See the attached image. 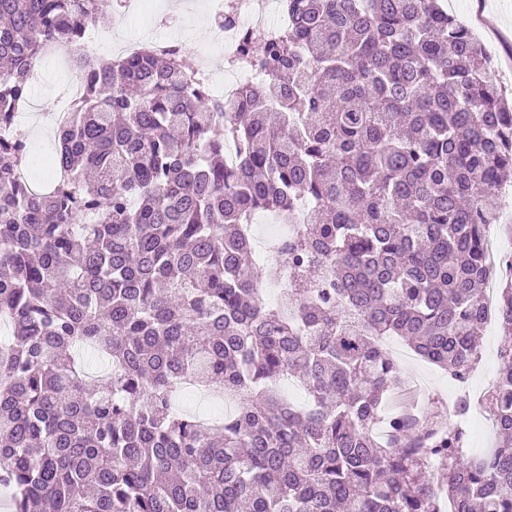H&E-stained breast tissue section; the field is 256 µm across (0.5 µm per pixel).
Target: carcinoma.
I'll return each instance as SVG.
<instances>
[{"instance_id": "cac0c4a2", "label": "carcinoma", "mask_w": 512, "mask_h": 512, "mask_svg": "<svg viewBox=\"0 0 512 512\" xmlns=\"http://www.w3.org/2000/svg\"><path fill=\"white\" fill-rule=\"evenodd\" d=\"M119 0H0V128L41 50L81 52ZM243 31L235 102L182 54L71 57L56 150L0 136V484L12 512H512V258L468 453L464 415H383L397 336L457 382L481 358L486 200L512 104L439 0H281ZM259 212L288 290L268 304ZM107 368L91 376L83 351ZM306 394L290 401L279 381ZM236 409L174 410L186 387ZM384 424L386 437L375 433ZM469 453L479 455L493 448L495 442L490 420L486 421L478 409H473L469 417Z\"/></svg>"}]
</instances>
